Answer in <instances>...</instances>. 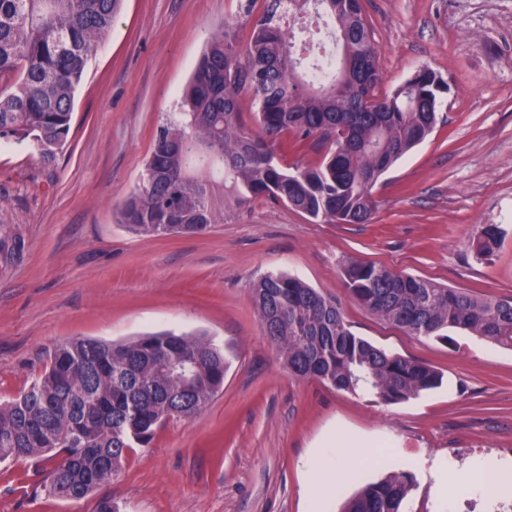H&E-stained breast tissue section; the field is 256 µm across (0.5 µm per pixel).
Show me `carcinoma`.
<instances>
[{"instance_id": "1", "label": "carcinoma", "mask_w": 512, "mask_h": 512, "mask_svg": "<svg viewBox=\"0 0 512 512\" xmlns=\"http://www.w3.org/2000/svg\"><path fill=\"white\" fill-rule=\"evenodd\" d=\"M256 0L241 4L246 48L219 30L181 97L180 118L161 127L142 182L121 201L118 223L146 237L197 235L224 214L263 198L312 219L370 224L372 190L397 160L443 121L447 84L421 68L392 93L383 74L363 0ZM122 0H0V138L30 140L51 164L67 141L74 94L112 29ZM314 7L333 26L340 57L314 83L321 60L293 51L286 17ZM246 92L258 107L255 133L240 110ZM325 149L316 167L284 170L273 146ZM496 224H480L470 248L489 259ZM350 297L380 320L413 335L448 340L466 330L512 349V297L487 300L459 288L359 260L342 271ZM265 336L290 374L338 391L401 403L441 386V373L355 335L340 307L284 273L253 288ZM228 362L204 337L173 331L112 343L71 338L44 372L0 404V463L59 457L43 481L49 495L81 499L120 473L135 446H146L170 418L200 413L224 386ZM413 487L407 472L363 486L342 512H400Z\"/></svg>"}]
</instances>
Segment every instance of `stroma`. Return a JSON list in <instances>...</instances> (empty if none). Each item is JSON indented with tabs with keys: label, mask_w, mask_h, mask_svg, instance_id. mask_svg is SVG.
<instances>
[{
	"label": "stroma",
	"mask_w": 512,
	"mask_h": 512,
	"mask_svg": "<svg viewBox=\"0 0 512 512\" xmlns=\"http://www.w3.org/2000/svg\"><path fill=\"white\" fill-rule=\"evenodd\" d=\"M389 93L422 67L448 85L445 124L373 188L370 224H329L258 200L196 236L141 237L117 222L141 181L154 137L180 112L182 89L220 28L246 43L239 0H124L78 85L67 143L53 165L30 141L0 139V403L82 336L206 334L231 365L197 416L169 420L95 495L34 494L55 465L0 464V512H339L363 485L411 472L401 512H480L512 503L491 484L440 498L412 460L466 466L485 456L512 469V350L464 331L411 336L356 304L341 275L351 260L478 296H512V0H363ZM502 244L477 259L476 225ZM300 278L336 301L352 331L426 363L442 385L387 404L293 377L264 336L252 288L267 273ZM374 442L340 454L352 474L327 482L307 462L328 439Z\"/></svg>",
	"instance_id": "1"
}]
</instances>
